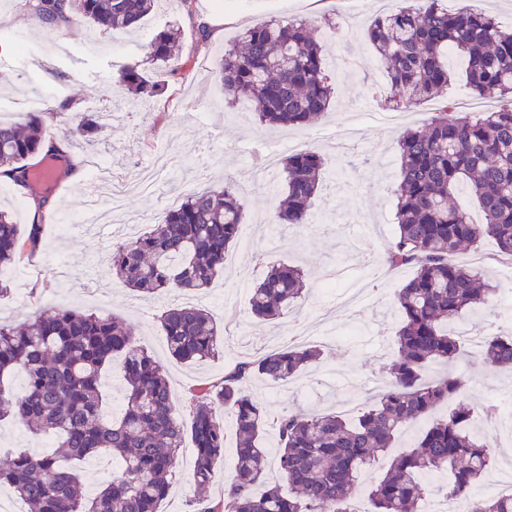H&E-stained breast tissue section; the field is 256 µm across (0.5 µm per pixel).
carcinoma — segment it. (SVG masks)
Returning a JSON list of instances; mask_svg holds the SVG:
<instances>
[{"label":"carcinoma","instance_id":"obj_1","mask_svg":"<svg viewBox=\"0 0 512 512\" xmlns=\"http://www.w3.org/2000/svg\"><path fill=\"white\" fill-rule=\"evenodd\" d=\"M159 2L35 0L32 14L49 26L78 17L94 26L135 29ZM323 30L320 20L309 19L269 20L243 31L239 43L220 51L224 102L234 107L247 101L261 125L313 123L334 93L320 43ZM180 36L177 29H164L145 46L147 59L170 77ZM366 36L397 104L444 100L453 77L450 53L466 60L474 96L512 103V29L484 12H452L442 0H415L376 15ZM119 82L136 106L169 89L168 81L150 79L137 65L124 68ZM71 121V136L87 145L102 128L92 112H76ZM45 146V113H29L23 126L0 121V169L19 187H29L31 158H63L46 153ZM398 148L396 233L386 261L412 265L415 272L395 295L400 326L397 352L386 366L389 383L356 418L334 410L282 413L270 460L264 447L268 412L248 385L255 378L287 383L322 359L323 349L288 345L237 361L224 377L186 387L181 409L162 364L139 344L133 329L116 317L55 308L19 324L0 323V420L11 417L35 435L56 436L46 453L19 452L0 463V484L11 487L29 512H161L185 439L195 450L194 487L211 484L224 461L227 417L237 447L224 501L193 498L190 512H352L349 505L364 477L397 434L429 418L416 442L390 459L369 485L370 512H417L425 474L433 472L448 474L443 495L467 501L469 512H512V495L472 494L492 456L472 429L474 411L463 400L468 379L456 367L463 342L452 328L465 311L491 303L497 291L482 271L456 261L457 252L490 238L501 256L512 259V108L470 117L444 105L424 128L405 130ZM280 172L285 197L274 223L304 227L319 197L324 159L299 150L281 158ZM464 186L476 197L481 224L455 202ZM246 218L234 180L219 189L196 190L149 231L112 247V275L144 297L174 289L202 292L224 271L226 253ZM41 231L37 223L20 229L9 211L0 210V268L35 252ZM304 296V270L277 262L252 288L250 309L255 319L272 321ZM158 321L169 354L181 363L220 355L221 328L202 306L176 305ZM480 352L491 369L512 371V336H488ZM113 362L120 365L125 404L120 416L110 419L102 409L101 380ZM18 374L24 386L15 392L10 383ZM448 404V413L435 416ZM100 452L119 459L121 468L87 498L72 463ZM272 463L288 490L268 480Z\"/></svg>","mask_w":512,"mask_h":512}]
</instances>
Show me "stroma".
Listing matches in <instances>:
<instances>
[{"mask_svg": "<svg viewBox=\"0 0 512 512\" xmlns=\"http://www.w3.org/2000/svg\"><path fill=\"white\" fill-rule=\"evenodd\" d=\"M403 0H325L313 12L312 0H195L185 11L179 0H162L140 29L98 30L74 19L64 28L35 21L23 0H0V109L11 121L26 118L19 107L27 97L44 94L46 138L66 144L86 173L76 182L60 180L53 204L42 221L37 252L23 254L9 281L13 293L0 301V320L18 323L34 313L56 307L113 315L132 327L142 345L165 368L175 396L188 383L223 375L228 364L242 356L259 355L294 343V327L308 333V344L325 345L319 371L334 376L312 389V374L292 385L253 380L252 396L277 413L288 409L321 411L337 400L362 404L372 395L374 382L384 381L380 367L392 357L400 316L394 296L413 271L408 267L390 275H376L394 235L392 191L399 179L398 137L408 128L429 123L436 101L385 106L390 86L384 69L365 37L376 13L399 9ZM348 24L352 32L338 39L324 32L321 45L331 69L357 58L361 71L355 81L337 84L327 114L311 127L266 128L249 118L247 104L224 106L217 76V51L233 44L240 32L270 19L298 22L313 15ZM210 27L212 52L196 51V22ZM180 28L183 44L179 75L170 91L154 101L150 111L114 116L104 123L97 154L108 161L100 178L88 175L90 157L85 146L69 139L70 110H112L125 95L118 76L125 66L144 63L145 44L160 29ZM283 152L310 148L325 159L327 177L310 220L298 230L272 220L282 195L280 176L249 180L248 175L266 142ZM244 181L241 197L247 210L248 243H236L226 258V271L206 294L172 291L161 298L141 299L112 277V246L125 234L109 214L98 223L75 222L88 200L99 197L102 183L126 187L123 216L150 225L196 189L221 185L224 179ZM464 263L487 272L498 291L488 306L469 312L462 327L488 336L512 331V268L507 267L492 240L459 253ZM284 261L304 269L308 293L273 322L261 323L250 312L253 284L269 263ZM233 296L239 333L226 339L222 357L194 366L172 360L158 326L166 307L203 304L217 322L226 323L224 296ZM461 369L471 383L464 395L475 408H501L502 444L494 466L512 455V375L491 371L481 358L466 359ZM192 447L179 453L175 476L163 512H188L195 495L190 481Z\"/></svg>", "mask_w": 512, "mask_h": 512, "instance_id": "35a3bbf8", "label": "stroma"}]
</instances>
